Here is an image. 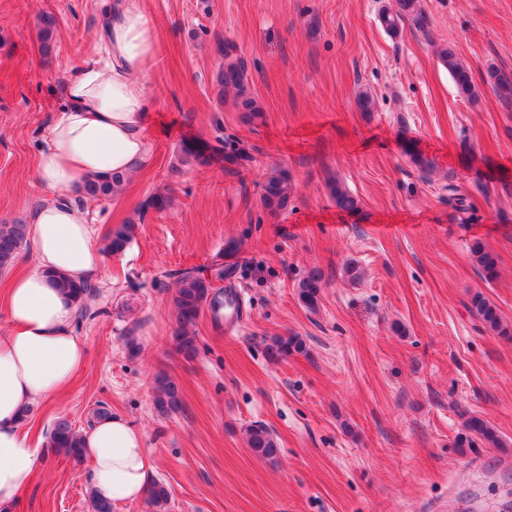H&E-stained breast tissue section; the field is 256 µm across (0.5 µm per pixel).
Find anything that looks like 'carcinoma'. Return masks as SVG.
Returning a JSON list of instances; mask_svg holds the SVG:
<instances>
[{
	"instance_id": "1",
	"label": "carcinoma",
	"mask_w": 512,
	"mask_h": 512,
	"mask_svg": "<svg viewBox=\"0 0 512 512\" xmlns=\"http://www.w3.org/2000/svg\"><path fill=\"white\" fill-rule=\"evenodd\" d=\"M398 10L385 11L381 21L386 31L393 36L398 35L401 25L407 19H412L419 26L425 25V18L419 6V0H397ZM441 60L448 68L457 90L461 96L470 100L478 97L471 72L462 65L454 51L446 48L441 52ZM219 82L224 92L234 93V104L251 119L259 117L261 107L247 90V64L244 59L234 56L229 49H224V67L219 74ZM486 84L500 104L512 111V74L496 69L487 72ZM224 160L237 167L244 168L252 160L248 148L236 140L224 141ZM114 179L88 181L83 187L84 195L88 197H108L112 195ZM331 195L336 207L349 211L357 207L356 199L337 181L330 183ZM291 185L288 174L279 169L271 170L265 177L260 203L272 213L288 208ZM137 225L120 224L109 229L106 235L105 249L110 254L123 252L131 243ZM28 225L24 223L0 224V269L13 263L27 241ZM477 262L483 271V278L491 281L497 277V258L484 248L481 242H475L471 247ZM211 278L197 275L191 271L178 274V288L172 295V304L176 313L177 327L172 336L175 352L186 360H192L198 352L197 321L205 307L214 300L212 297L213 283L224 280V257L214 261L210 269ZM322 275L318 271L310 272L298 285V295L303 305L315 311L321 298ZM65 288L78 303L84 306V301L94 290L88 282H62ZM470 312L477 317L487 330L505 339L512 338V325L502 320L495 305L491 304L482 293L473 294ZM305 350V344L297 335L276 336L268 346L269 358L273 361L282 360L294 352ZM155 407L163 415L169 416L183 411L184 399L180 384L167 374L155 377ZM464 436L458 441L459 447L474 448L479 444L500 446V440L490 422L471 415L463 423ZM247 444L253 453L267 462H275L278 454V442L272 431L262 424H254L247 430ZM49 447L57 452H63L75 461L82 457L81 432L66 418L57 420L49 436ZM170 499L169 488L159 482L153 483L147 492V502L155 512H163Z\"/></svg>"
}]
</instances>
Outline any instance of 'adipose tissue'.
<instances>
[{"label": "adipose tissue", "instance_id": "obj_1", "mask_svg": "<svg viewBox=\"0 0 512 512\" xmlns=\"http://www.w3.org/2000/svg\"><path fill=\"white\" fill-rule=\"evenodd\" d=\"M105 62L77 70L62 89L65 105L47 126L36 159L47 198L30 218L34 266L13 277L0 296L7 328L0 333V512H16L40 467L24 431L25 409L53 399L83 370L84 343L75 334L78 305L61 279H90L102 267L96 229L76 198L91 179L114 178L115 189L152 160L146 138V76L158 51L156 26L135 0L108 16ZM88 484L115 506L140 502L155 461L143 432L111 414L82 433Z\"/></svg>", "mask_w": 512, "mask_h": 512}]
</instances>
